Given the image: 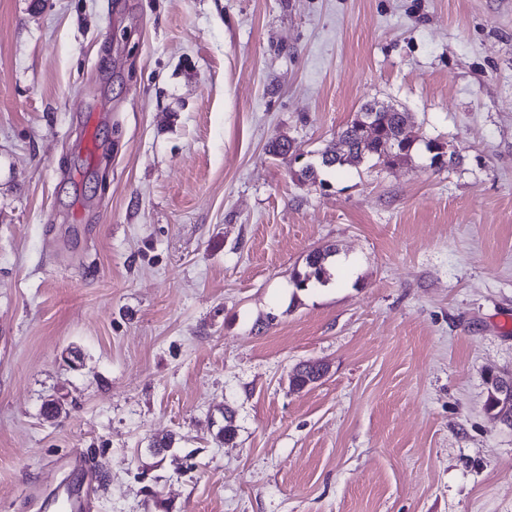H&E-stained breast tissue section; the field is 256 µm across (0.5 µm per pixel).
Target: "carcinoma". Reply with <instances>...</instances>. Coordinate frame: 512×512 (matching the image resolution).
<instances>
[{"mask_svg":"<svg viewBox=\"0 0 512 512\" xmlns=\"http://www.w3.org/2000/svg\"><path fill=\"white\" fill-rule=\"evenodd\" d=\"M370 112V105L366 104L356 111L346 127L338 133V140L345 142L348 148L337 151L336 145L331 143L320 151L319 164L311 165L298 171V176L319 181L320 185H325L324 181L318 180L319 170L322 168L341 169L346 165H352L359 158L361 150H366V158L385 160L387 162H396L406 160L411 157L417 139L409 138L402 148L403 154L391 157L387 155V144L397 134L402 131L403 125L409 119V113L403 112L393 106L381 107V110L371 116L374 125L373 138L370 144L363 145L361 133L362 113ZM331 257V252L327 250H315L307 257V271L298 275L294 280V286L297 289H305L313 282L324 283L326 278V265Z\"/></svg>","mask_w":512,"mask_h":512,"instance_id":"cac0c4a2","label":"carcinoma"}]
</instances>
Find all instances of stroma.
I'll return each instance as SVG.
<instances>
[{
  "label": "stroma",
  "mask_w": 512,
  "mask_h": 512,
  "mask_svg": "<svg viewBox=\"0 0 512 512\" xmlns=\"http://www.w3.org/2000/svg\"><path fill=\"white\" fill-rule=\"evenodd\" d=\"M502 373L512 0H0V512H512ZM371 104H365L358 111H356L351 120L347 123L346 127L338 133V140L344 141L348 148L338 152L336 150V143L329 144L320 151L318 166L310 163V168H305L297 171L299 177H305L316 182L319 176L320 168H335L341 169L346 165H352L359 158L360 151L362 150V133H361V117L362 112L369 113ZM378 107H380L379 109L382 111H377L373 116H371L372 124L374 125L372 141L370 144L363 146V150H367L365 153L366 158L380 161L383 154L384 162H396L410 158L417 142V138H408L409 142L404 145L402 148L403 154L399 157L398 155L396 157H390L387 154V144L391 152L396 149L397 145L401 144V135L394 140L393 144L389 141L402 131L403 125L407 119L409 120L410 114L390 105H387V107H381L378 104L375 106V109ZM332 252L327 250H315L307 257V271L301 275L299 274L294 280L296 289H305L313 282L325 283L326 278V265L328 259L332 256Z\"/></svg>",
  "instance_id": "35a3bbf8"
}]
</instances>
